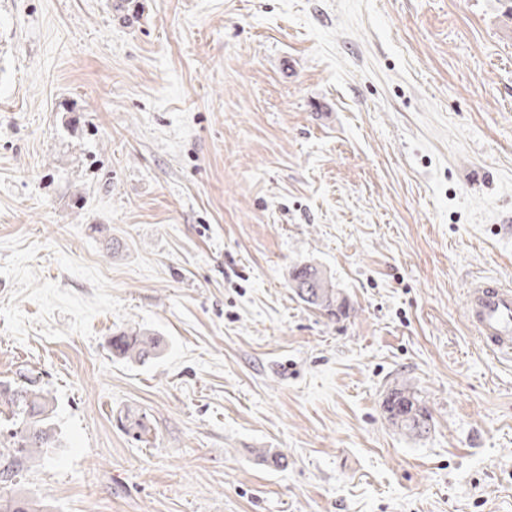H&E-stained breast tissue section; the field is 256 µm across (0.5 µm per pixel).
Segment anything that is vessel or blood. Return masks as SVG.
<instances>
[{
    "instance_id": "obj_1",
    "label": "vessel or blood",
    "mask_w": 512,
    "mask_h": 512,
    "mask_svg": "<svg viewBox=\"0 0 512 512\" xmlns=\"http://www.w3.org/2000/svg\"><path fill=\"white\" fill-rule=\"evenodd\" d=\"M466 320L484 347L495 355H512V284L480 277L467 288Z\"/></svg>"
}]
</instances>
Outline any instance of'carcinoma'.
Returning <instances> with one entry per match:
<instances>
[{
    "label": "carcinoma",
    "mask_w": 512,
    "mask_h": 512,
    "mask_svg": "<svg viewBox=\"0 0 512 512\" xmlns=\"http://www.w3.org/2000/svg\"><path fill=\"white\" fill-rule=\"evenodd\" d=\"M289 287L304 303L331 317L345 315L349 307L321 268L303 262L289 271ZM163 341L147 329H123L112 334L113 355L130 362L144 363L157 358ZM389 424L411 437H422L430 430L432 415L413 388L401 385L391 389L384 401ZM125 432L144 442L151 428L146 416L129 411L122 421ZM61 447L55 416V398L34 376L20 381H0V486L13 483L18 474L49 449ZM254 456L274 470L288 466L285 454L272 448H255ZM0 512H42L29 497L17 494L0 497Z\"/></svg>",
    "instance_id": "1"
}]
</instances>
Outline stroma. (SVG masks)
<instances>
[{
  "label": "stroma",
  "mask_w": 512,
  "mask_h": 512,
  "mask_svg": "<svg viewBox=\"0 0 512 512\" xmlns=\"http://www.w3.org/2000/svg\"><path fill=\"white\" fill-rule=\"evenodd\" d=\"M511 212L512 0H0V379L41 377L62 443L0 495L512 512V356L464 316ZM306 261L347 316L291 291ZM139 326L161 356L113 357ZM389 424L411 437H423L430 430L432 415L413 388L400 385L391 389L384 401ZM146 416L138 412L128 411L121 419L125 432L131 435L136 441L145 442L146 436L151 432V428L146 422Z\"/></svg>",
  "instance_id": "35a3bbf8"
}]
</instances>
